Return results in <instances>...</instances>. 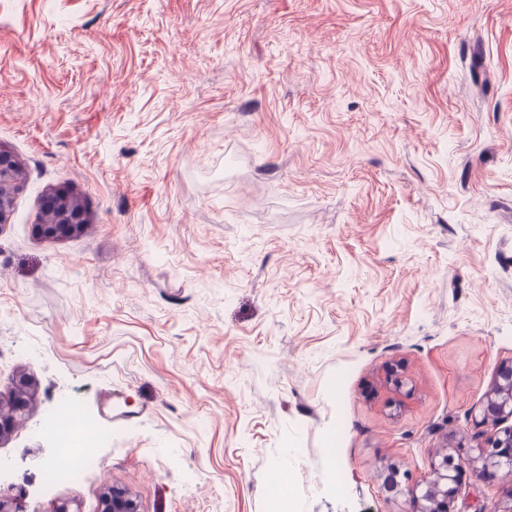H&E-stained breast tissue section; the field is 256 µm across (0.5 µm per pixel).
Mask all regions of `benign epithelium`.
<instances>
[{"instance_id": "7a95c632", "label": "benign epithelium", "mask_w": 512, "mask_h": 512, "mask_svg": "<svg viewBox=\"0 0 512 512\" xmlns=\"http://www.w3.org/2000/svg\"><path fill=\"white\" fill-rule=\"evenodd\" d=\"M15 156L0 148V224L7 223L10 206L19 181ZM41 215L54 219H39L35 232L45 240H61L83 231L85 211L79 199L66 191L50 194ZM34 394L31 378L20 373L8 395L0 394V439L11 434L27 411ZM480 423L491 426L490 432L476 436L478 454L462 458L450 453L445 445L435 452L431 475L411 489L413 512H456L454 503L462 478L471 472L483 480L512 483V361L502 364L487 392ZM101 512H141L137 499L126 489L114 486L104 495Z\"/></svg>"}]
</instances>
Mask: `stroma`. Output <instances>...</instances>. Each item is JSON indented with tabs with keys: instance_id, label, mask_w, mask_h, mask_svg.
Masks as SVG:
<instances>
[{
	"instance_id": "stroma-1",
	"label": "stroma",
	"mask_w": 512,
	"mask_h": 512,
	"mask_svg": "<svg viewBox=\"0 0 512 512\" xmlns=\"http://www.w3.org/2000/svg\"><path fill=\"white\" fill-rule=\"evenodd\" d=\"M0 147L24 512H412L387 469L428 476L512 360V0H0ZM56 189L86 226L50 242ZM68 401L111 440L49 488ZM16 169L15 156L0 148V227L7 224L12 199L20 188L19 181L13 177ZM101 512H141V509L128 490L113 485L103 497Z\"/></svg>"
}]
</instances>
